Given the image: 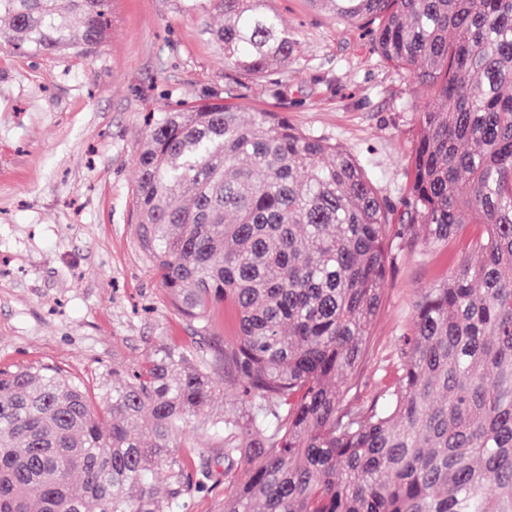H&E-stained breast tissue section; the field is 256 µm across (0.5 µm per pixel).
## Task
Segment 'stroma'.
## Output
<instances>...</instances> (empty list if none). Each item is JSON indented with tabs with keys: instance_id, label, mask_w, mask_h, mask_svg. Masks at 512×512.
Here are the masks:
<instances>
[{
	"instance_id": "1",
	"label": "stroma",
	"mask_w": 512,
	"mask_h": 512,
	"mask_svg": "<svg viewBox=\"0 0 512 512\" xmlns=\"http://www.w3.org/2000/svg\"><path fill=\"white\" fill-rule=\"evenodd\" d=\"M113 22L92 57H45L0 46V368L52 364L92 382L131 368L164 337L192 340L135 246L131 191L144 117L181 98L241 84L208 34L223 16L203 0H112ZM301 53L282 80L241 84L246 106L287 114L364 163L379 195L401 202L420 88L383 64L367 32L274 0ZM441 251L404 244L365 363L346 380L360 399L376 394L382 353L409 325L412 306L446 272ZM213 473L184 512H220L224 457L194 438Z\"/></svg>"
}]
</instances>
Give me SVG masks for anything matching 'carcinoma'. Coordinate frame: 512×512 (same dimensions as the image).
Listing matches in <instances>:
<instances>
[{
    "label": "carcinoma",
    "mask_w": 512,
    "mask_h": 512,
    "mask_svg": "<svg viewBox=\"0 0 512 512\" xmlns=\"http://www.w3.org/2000/svg\"><path fill=\"white\" fill-rule=\"evenodd\" d=\"M66 2L0 0V42L89 56L112 0ZM207 2L225 69L262 84L300 55L269 0ZM308 3L427 92L401 208L285 114L243 117L232 88L148 113L136 246L200 342L166 338L95 393L0 369V512H178L208 488L193 432L224 451V512H512V0ZM415 230L450 268L361 402L338 382ZM225 384L238 402L216 412Z\"/></svg>",
    "instance_id": "obj_1"
}]
</instances>
